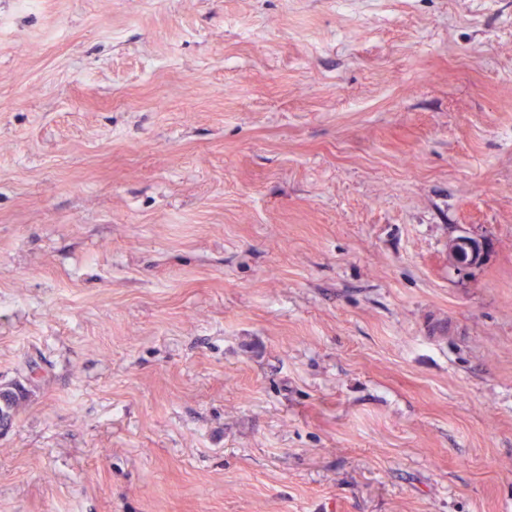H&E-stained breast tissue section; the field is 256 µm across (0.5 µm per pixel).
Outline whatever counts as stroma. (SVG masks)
<instances>
[{
    "mask_svg": "<svg viewBox=\"0 0 512 512\" xmlns=\"http://www.w3.org/2000/svg\"><path fill=\"white\" fill-rule=\"evenodd\" d=\"M1 384L0 512H512V0H0ZM483 254L482 243L468 236H460L448 244V264L460 272L478 265Z\"/></svg>",
    "mask_w": 512,
    "mask_h": 512,
    "instance_id": "35a3bbf8",
    "label": "stroma"
}]
</instances>
